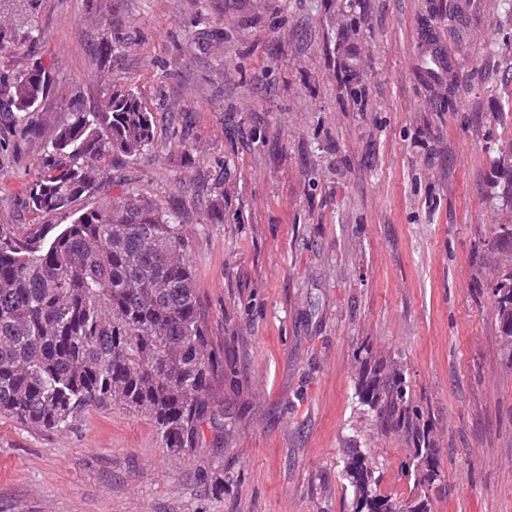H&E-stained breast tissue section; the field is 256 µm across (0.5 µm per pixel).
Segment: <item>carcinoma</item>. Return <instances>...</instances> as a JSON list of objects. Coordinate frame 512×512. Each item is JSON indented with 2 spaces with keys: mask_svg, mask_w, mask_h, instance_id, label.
<instances>
[{
  "mask_svg": "<svg viewBox=\"0 0 512 512\" xmlns=\"http://www.w3.org/2000/svg\"><path fill=\"white\" fill-rule=\"evenodd\" d=\"M49 88L37 61L20 73L0 70V113L15 129L36 133L32 116ZM152 140V113L133 92L115 91L101 109L73 113L48 142L31 206L69 208L96 182L105 157L137 156ZM496 174L512 203V145L499 152ZM185 248L172 214L130 193L73 212L47 243L0 240V415L61 430L90 407L119 404L151 420L169 451L195 444L224 356L204 334ZM488 287L512 347V263ZM354 358L358 403L405 441L400 468L414 492L380 494L367 454L350 448L342 468L353 491L350 512H432L430 491L442 470L431 407L395 359L366 345Z\"/></svg>",
  "mask_w": 512,
  "mask_h": 512,
  "instance_id": "obj_1",
  "label": "carcinoma"
}]
</instances>
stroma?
Here are the masks:
<instances>
[{"label":"stroma","instance_id":"stroma-1","mask_svg":"<svg viewBox=\"0 0 512 512\" xmlns=\"http://www.w3.org/2000/svg\"><path fill=\"white\" fill-rule=\"evenodd\" d=\"M0 0V64L40 58L53 83L19 137L0 120V240L51 239L69 218L26 204L45 141L115 90L155 137L106 159L76 208L135 193L174 211L224 356L194 447L92 407L68 429L0 415V512H348L345 448L381 494L407 497L404 441L355 398L354 352L400 361L431 406L444 480L433 512H512V349L487 283L512 204L493 183L512 141V6L483 0ZM117 49L96 64L104 30ZM452 50L432 74L421 41ZM36 38L29 56L25 39ZM455 84L454 108L443 94Z\"/></svg>","mask_w":512,"mask_h":512}]
</instances>
